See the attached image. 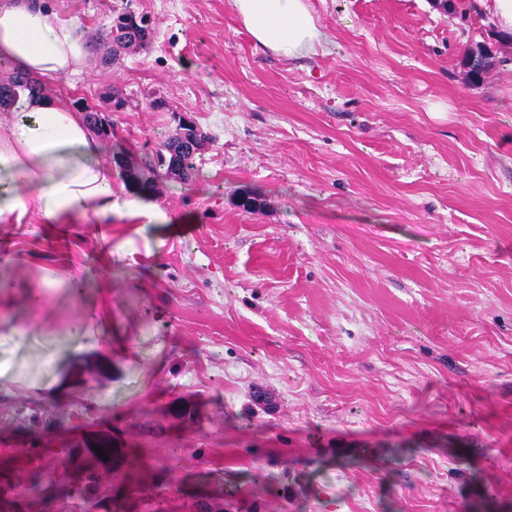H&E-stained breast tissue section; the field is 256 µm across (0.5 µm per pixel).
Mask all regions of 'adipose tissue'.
I'll list each match as a JSON object with an SVG mask.
<instances>
[{"instance_id": "ef3b65f1", "label": "adipose tissue", "mask_w": 512, "mask_h": 512, "mask_svg": "<svg viewBox=\"0 0 512 512\" xmlns=\"http://www.w3.org/2000/svg\"><path fill=\"white\" fill-rule=\"evenodd\" d=\"M254 41L292 59L325 40L307 0H229ZM80 20H59L44 0H0V62L48 84L88 64ZM100 141L81 113L48 96H20L0 112V217L34 213L51 224L139 216L121 198Z\"/></svg>"}]
</instances>
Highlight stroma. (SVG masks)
Returning <instances> with one entry per match:
<instances>
[{
    "label": "stroma",
    "instance_id": "obj_1",
    "mask_svg": "<svg viewBox=\"0 0 512 512\" xmlns=\"http://www.w3.org/2000/svg\"><path fill=\"white\" fill-rule=\"evenodd\" d=\"M46 2L94 33L48 93L112 122L106 160L182 116L206 141L150 198L168 223L0 222V512H512V66L490 16L308 0L327 39L286 59L228 0ZM127 10L148 48L107 39ZM478 44L496 64L474 83Z\"/></svg>",
    "mask_w": 512,
    "mask_h": 512
}]
</instances>
